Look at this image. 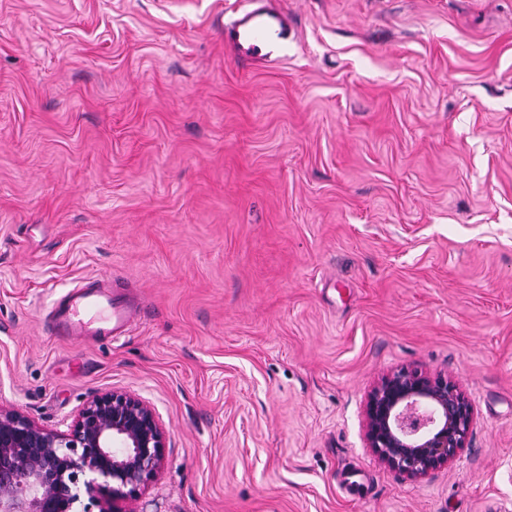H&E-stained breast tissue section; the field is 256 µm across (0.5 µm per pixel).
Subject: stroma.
<instances>
[{"label": "stroma", "mask_w": 512, "mask_h": 512, "mask_svg": "<svg viewBox=\"0 0 512 512\" xmlns=\"http://www.w3.org/2000/svg\"><path fill=\"white\" fill-rule=\"evenodd\" d=\"M279 3L254 69L247 0H0V407L155 409L158 472L75 512H512V0ZM96 272L146 317L48 336ZM403 368L474 408L418 481L365 438ZM290 19L283 8L260 5L243 10L227 28L224 43L246 64L270 62L281 50Z\"/></svg>", "instance_id": "obj_1"}]
</instances>
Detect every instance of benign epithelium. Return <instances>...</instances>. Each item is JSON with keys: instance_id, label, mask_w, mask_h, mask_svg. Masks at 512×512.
<instances>
[{"instance_id": "1", "label": "benign epithelium", "mask_w": 512, "mask_h": 512, "mask_svg": "<svg viewBox=\"0 0 512 512\" xmlns=\"http://www.w3.org/2000/svg\"><path fill=\"white\" fill-rule=\"evenodd\" d=\"M368 448L401 476L420 479L451 464L467 447L473 407L445 375L400 370L369 392ZM166 431L139 396H92L68 430L48 429L0 407V512H73L79 477L90 473L112 494L138 491L161 467Z\"/></svg>"}]
</instances>
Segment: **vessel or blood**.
Returning a JSON list of instances; mask_svg holds the SVG:
<instances>
[{
    "label": "vessel or blood",
    "instance_id": "b4317fda",
    "mask_svg": "<svg viewBox=\"0 0 512 512\" xmlns=\"http://www.w3.org/2000/svg\"><path fill=\"white\" fill-rule=\"evenodd\" d=\"M289 24L288 13L283 8L260 5L240 13L229 25L225 42L243 63L268 62L281 50ZM140 317L138 305L114 287L108 275L82 278L46 314L50 335L77 338H119Z\"/></svg>",
    "mask_w": 512,
    "mask_h": 512
}]
</instances>
